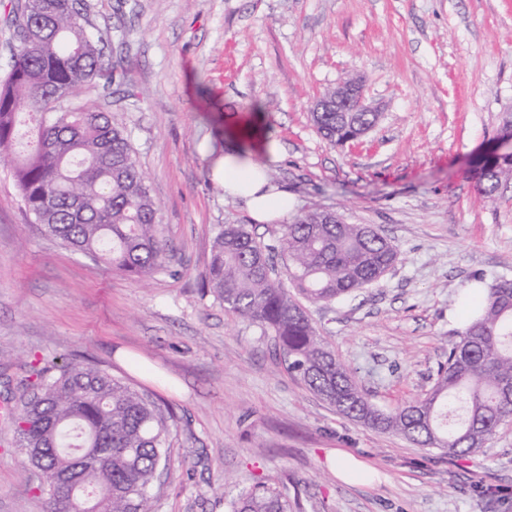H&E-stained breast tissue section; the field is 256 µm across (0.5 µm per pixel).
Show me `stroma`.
Here are the masks:
<instances>
[{
	"label": "stroma",
	"mask_w": 512,
	"mask_h": 512,
	"mask_svg": "<svg viewBox=\"0 0 512 512\" xmlns=\"http://www.w3.org/2000/svg\"><path fill=\"white\" fill-rule=\"evenodd\" d=\"M114 82L83 99L123 127L159 207L168 273L137 281L33 224L0 165V407L32 364L99 365L176 417L153 512H227L256 482L298 488L294 512H512V421L452 459L338 413L279 362L268 336L202 287L221 226L253 224L210 178L249 130L279 158L297 209L370 224L399 259L373 287L311 307L379 408L424 397L463 331L478 278L512 279V183L494 198L476 156L512 113V0H88ZM359 75L380 118L323 140L317 98ZM272 238L279 223L253 224ZM345 452L379 474L349 484ZM37 471L0 417V512H47Z\"/></svg>",
	"instance_id": "35a3bbf8"
}]
</instances>
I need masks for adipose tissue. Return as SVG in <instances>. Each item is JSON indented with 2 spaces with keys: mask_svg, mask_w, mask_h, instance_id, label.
I'll use <instances>...</instances> for the list:
<instances>
[{
  "mask_svg": "<svg viewBox=\"0 0 512 512\" xmlns=\"http://www.w3.org/2000/svg\"><path fill=\"white\" fill-rule=\"evenodd\" d=\"M212 171L223 183L225 192L240 199L255 221L269 222L294 214L293 195L270 185L266 164L256 160L241 139L234 137L225 143L212 162Z\"/></svg>",
  "mask_w": 512,
  "mask_h": 512,
  "instance_id": "ef3b65f1",
  "label": "adipose tissue"
}]
</instances>
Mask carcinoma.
Here are the masks:
<instances>
[{
    "instance_id": "1",
    "label": "carcinoma",
    "mask_w": 512,
    "mask_h": 512,
    "mask_svg": "<svg viewBox=\"0 0 512 512\" xmlns=\"http://www.w3.org/2000/svg\"><path fill=\"white\" fill-rule=\"evenodd\" d=\"M16 45L0 82V163L13 171L34 223L65 246L133 279L169 270V255L135 151L106 112L76 102L104 78L101 39L88 30L84 0H0ZM67 101L70 108L55 111ZM42 116L36 146L18 150L26 117ZM332 144L355 141L379 114L347 122L313 112ZM480 191L494 196L512 179V161L484 157ZM285 257L287 278L275 267ZM398 251L370 224H348L329 210L300 211L262 240L246 224L221 227L203 287L224 310L271 335L287 371L342 415L453 457L478 452L512 420V280L491 283L474 303L470 324L446 351L428 394L393 411L379 409L312 322L307 304H328L381 280ZM15 445L49 448L30 462L38 490L66 475L104 501V512H152L150 490L167 462L173 413L151 395L103 369L66 360L32 365L11 416ZM82 448H110L107 467H77ZM288 486L258 483L230 502V512H290Z\"/></svg>"
}]
</instances>
